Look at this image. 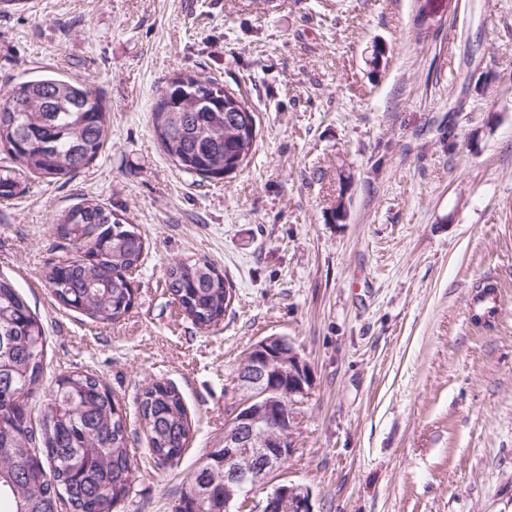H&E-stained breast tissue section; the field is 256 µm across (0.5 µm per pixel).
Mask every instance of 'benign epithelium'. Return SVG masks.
Segmentation results:
<instances>
[{"label":"benign epithelium","mask_w":512,"mask_h":512,"mask_svg":"<svg viewBox=\"0 0 512 512\" xmlns=\"http://www.w3.org/2000/svg\"><path fill=\"white\" fill-rule=\"evenodd\" d=\"M452 4L453 0H435L423 26L440 22ZM273 365L288 376V384L266 380ZM237 383L243 399L224 427V512H237L243 496L288 463L296 406L307 395L308 369L288 339L269 336L251 348ZM259 512H313L310 493L301 485L281 483L267 494Z\"/></svg>","instance_id":"7a95c632"}]
</instances>
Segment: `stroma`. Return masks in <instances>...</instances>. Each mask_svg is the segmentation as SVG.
Segmentation results:
<instances>
[{"label":"stroma","mask_w":512,"mask_h":512,"mask_svg":"<svg viewBox=\"0 0 512 512\" xmlns=\"http://www.w3.org/2000/svg\"><path fill=\"white\" fill-rule=\"evenodd\" d=\"M414 0H27L0 13V95L59 76L110 115L66 182L0 201V275L45 329L40 417L57 377L96 375L123 404L136 470L115 512H172L222 447L252 346L282 336L309 366L293 452L274 483L314 512H512V0H454L420 33ZM213 77L257 115L244 168L174 167L152 130L178 74ZM85 200L142 232L133 307L101 322L44 278L54 219ZM205 259L232 283L206 329L165 286ZM495 287L497 312L474 317ZM164 381L194 435L177 464L148 451L136 397Z\"/></svg>","instance_id":"stroma-1"}]
</instances>
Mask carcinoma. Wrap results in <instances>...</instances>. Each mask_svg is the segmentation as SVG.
Instances as JSON below:
<instances>
[{
    "label": "carcinoma",
    "mask_w": 512,
    "mask_h": 512,
    "mask_svg": "<svg viewBox=\"0 0 512 512\" xmlns=\"http://www.w3.org/2000/svg\"><path fill=\"white\" fill-rule=\"evenodd\" d=\"M152 115L155 135L179 169L222 179L248 160L256 140L237 111L255 119L245 100L213 79L178 75L162 91ZM107 112L87 86L40 77L16 83L0 98V199L22 190L33 175L70 179L98 156L106 142ZM68 240L59 259L47 264L45 280L62 305L103 322L120 320L131 306L129 275L139 267L145 241L133 225L98 203H79L54 221ZM166 286L193 324L218 323L230 303V284L214 265L176 260ZM44 329L23 295L0 276V512H112L135 480L126 418L97 376L73 371L58 377L47 394L41 445L26 397L42 377ZM158 462L174 461L193 431L183 398L160 384L137 398ZM187 484L208 495L180 496L173 512H216L224 505V449L208 453Z\"/></svg>",
    "instance_id": "cac0c4a2"
}]
</instances>
